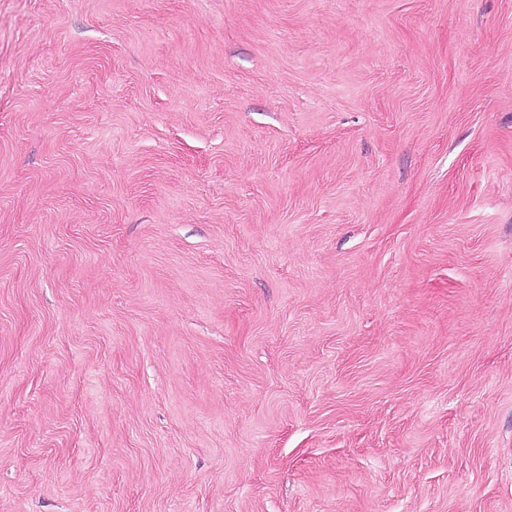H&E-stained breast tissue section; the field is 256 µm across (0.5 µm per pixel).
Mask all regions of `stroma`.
Listing matches in <instances>:
<instances>
[{
	"mask_svg": "<svg viewBox=\"0 0 512 512\" xmlns=\"http://www.w3.org/2000/svg\"><path fill=\"white\" fill-rule=\"evenodd\" d=\"M0 512H512V0H0Z\"/></svg>",
	"mask_w": 512,
	"mask_h": 512,
	"instance_id": "stroma-1",
	"label": "stroma"
}]
</instances>
